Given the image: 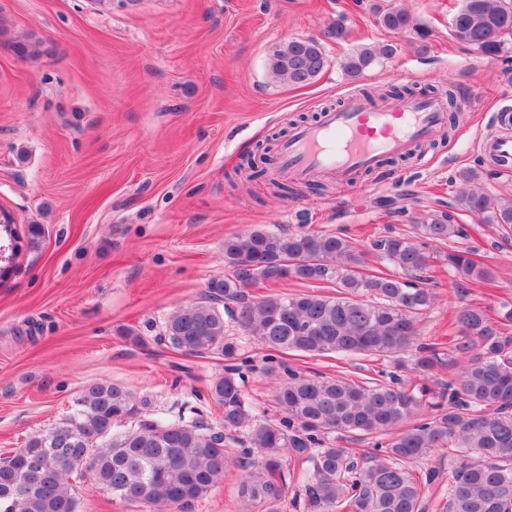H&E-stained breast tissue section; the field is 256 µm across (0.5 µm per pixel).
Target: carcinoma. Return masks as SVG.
<instances>
[{
	"label": "carcinoma",
	"mask_w": 512,
	"mask_h": 512,
	"mask_svg": "<svg viewBox=\"0 0 512 512\" xmlns=\"http://www.w3.org/2000/svg\"><path fill=\"white\" fill-rule=\"evenodd\" d=\"M379 22L399 32L412 17L395 7L380 13ZM450 35L482 56L512 53V0H459ZM393 52L388 43L362 45L347 56L344 68L355 77ZM325 57L319 40L291 39L272 50L269 69L278 81L304 87L322 73ZM456 180L459 191L450 211L424 215L414 236L374 242L380 259L398 268V275L363 271L352 242L335 233L254 228L225 237L230 274L212 280L204 297L169 317L159 336L186 355H224V375L208 390L222 408L221 427L182 416L133 426L137 408L131 393L91 382L61 420L0 458V512H76L70 480L87 473L122 501L155 512H186L224 482V447L237 443L242 449L236 463L246 472L239 495L247 508L282 498L283 455L293 451L302 458L308 512H425L424 493L438 472L419 476L412 464L448 443L460 454L443 512H512V307L494 313L469 305L456 312L460 336L454 350L463 360L458 375L438 391L425 383L412 387L396 375L357 382L304 376L285 366L287 380L276 394L283 416L277 424H261L234 364L240 346L226 336L218 306L223 299L240 303L238 321L267 348L313 356L410 353L413 368L429 373L441 362L440 350L418 343L415 325V316L435 300L424 276L429 247L468 236L457 221L460 212L512 228V198L476 187L474 169L458 171ZM439 260L462 281L490 279L468 249L451 250ZM289 277L334 282L338 295L244 301V288L258 280ZM336 432L377 438L370 465L358 466L346 449L324 441ZM32 457L40 460L43 480L25 485L22 466Z\"/></svg>",
	"instance_id": "carcinoma-1"
}]
</instances>
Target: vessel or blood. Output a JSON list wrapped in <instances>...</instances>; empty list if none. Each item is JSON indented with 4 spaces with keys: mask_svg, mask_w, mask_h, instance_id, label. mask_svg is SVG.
I'll list each match as a JSON object with an SVG mask.
<instances>
[{
    "mask_svg": "<svg viewBox=\"0 0 512 512\" xmlns=\"http://www.w3.org/2000/svg\"><path fill=\"white\" fill-rule=\"evenodd\" d=\"M494 124L495 134L482 141L481 149L510 169L512 107L500 109ZM447 125V110L435 99L398 97L372 105L352 94L341 108L291 129L279 147L278 173L300 181L327 179L349 186L386 159L410 155Z\"/></svg>",
    "mask_w": 512,
    "mask_h": 512,
    "instance_id": "vessel-or-blood-1",
    "label": "vessel or blood"
}]
</instances>
